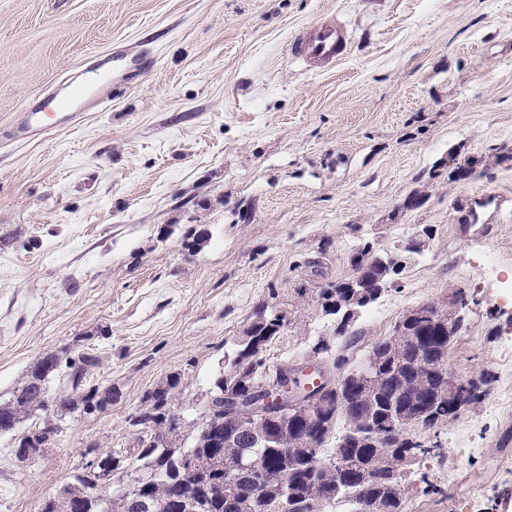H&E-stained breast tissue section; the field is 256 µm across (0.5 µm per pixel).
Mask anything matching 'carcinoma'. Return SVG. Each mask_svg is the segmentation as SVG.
I'll return each instance as SVG.
<instances>
[{
  "label": "carcinoma",
  "instance_id": "carcinoma-1",
  "mask_svg": "<svg viewBox=\"0 0 512 512\" xmlns=\"http://www.w3.org/2000/svg\"><path fill=\"white\" fill-rule=\"evenodd\" d=\"M353 270L362 273L358 283L346 281L330 283L319 289L312 302L322 316L335 318L340 302L353 299L364 309L379 299L390 287L394 272L389 254L374 248L369 241L361 243L350 255ZM286 325L281 313L257 311L244 329L242 339L224 372L217 376L209 394L215 402L224 401V392L245 395L247 385L265 386L269 369L262 354L266 344L275 338ZM402 336L393 335L373 347L379 364L380 381L376 392L364 399L350 393L347 382L340 383L335 397L319 408L323 417L322 432L317 439L318 450L300 448L294 458H288L277 446L274 430L277 424L267 421L251 424L243 433L233 425H222L204 430L200 426L189 448L196 457L210 461L222 455L224 467H211L197 475H185L179 466V448L166 445L172 433L169 409L173 408L176 390L181 384L180 374H172L162 383L161 391H146L136 411L128 418L131 427L140 430L138 448L133 457L118 451L110 456L112 470L122 473L130 460L140 463L147 476L136 481L134 495L150 505V512H312L309 503L314 482L319 488L336 485V498L346 506V512H359L362 504L375 505L381 512H403V498L407 474L400 467L402 458L412 453L414 457L430 452L425 442L404 434L393 423L395 414L407 410L416 414L422 427L432 429L453 419L458 410L444 397L448 380L443 370L416 369L412 361L420 352H435L436 358L448 357V333H438L429 325V319H412L408 316L396 326ZM414 336L417 343H406L405 336ZM100 358L89 352L60 357L48 353L32 367L26 384L5 405H0V433L17 427L23 418L35 409L53 406V416L63 420L75 413L92 414L112 402V389L90 384L87 378L98 368ZM58 379L65 393L50 396L49 383ZM345 399L357 405L363 425L356 431L346 428L336 436V447L348 461L338 467L336 456L325 458L321 450L342 417L338 401ZM384 437L390 453L383 454L375 447L374 436ZM57 433L39 429L22 436L16 450L36 448L43 455L52 447ZM249 459L253 465L272 473L286 475L285 484H271L265 495L249 497L245 489L249 476L239 469L240 460ZM97 457L83 466L75 476V483L65 489L63 500L49 499L41 512H137L131 497L122 492L112 499L95 498L90 490L95 488ZM233 481L238 496L232 502L209 492L212 485Z\"/></svg>",
  "mask_w": 512,
  "mask_h": 512
}]
</instances>
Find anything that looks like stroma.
<instances>
[{"label": "stroma", "mask_w": 512, "mask_h": 512, "mask_svg": "<svg viewBox=\"0 0 512 512\" xmlns=\"http://www.w3.org/2000/svg\"><path fill=\"white\" fill-rule=\"evenodd\" d=\"M348 58L311 74L292 36L327 15ZM145 51L108 102L15 141L30 108L113 48ZM512 0H0V404L45 353L97 354L112 403L18 460L35 410L0 434V512H41L91 456L136 445L127 420L180 374L181 448L259 307L288 325L263 355L303 362L330 338L349 372L409 311L458 291L452 375L479 403L412 427L434 449L404 512H512ZM475 162L451 176L449 155ZM420 206L405 209L412 194ZM431 226L349 336L297 294L348 278L359 242L392 252ZM205 230L196 251L189 228Z\"/></svg>", "instance_id": "1"}]
</instances>
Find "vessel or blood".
Wrapping results in <instances>:
<instances>
[{"label": "vessel or blood", "mask_w": 512, "mask_h": 512, "mask_svg": "<svg viewBox=\"0 0 512 512\" xmlns=\"http://www.w3.org/2000/svg\"><path fill=\"white\" fill-rule=\"evenodd\" d=\"M351 45L352 33L345 23L324 20L299 32L291 42L290 53L294 61L306 68L324 72L336 69L348 56ZM122 77V72L115 69L105 70L98 65L88 68L75 91L57 101L65 119L76 121L80 112L100 103L103 88Z\"/></svg>", "instance_id": "obj_1"}]
</instances>
